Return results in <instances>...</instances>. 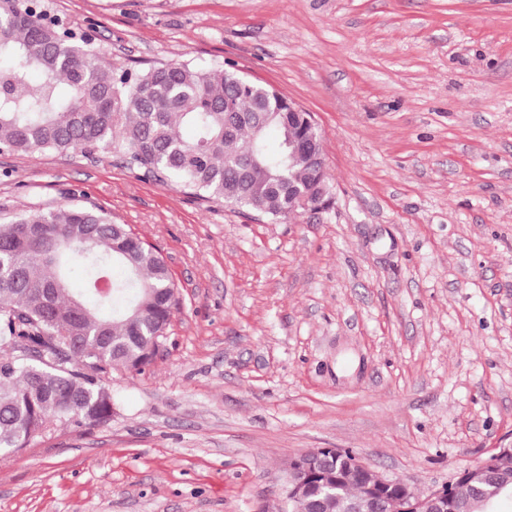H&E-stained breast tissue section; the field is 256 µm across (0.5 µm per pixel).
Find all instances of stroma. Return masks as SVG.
I'll list each match as a JSON object with an SVG mask.
<instances>
[{"label":"stroma","instance_id":"35a3bbf8","mask_svg":"<svg viewBox=\"0 0 512 512\" xmlns=\"http://www.w3.org/2000/svg\"><path fill=\"white\" fill-rule=\"evenodd\" d=\"M41 3L115 66L287 95L332 203L273 220L110 153L0 152V222L99 207L180 300L108 423L0 455V512H281L316 448L426 494L512 444V0Z\"/></svg>","mask_w":512,"mask_h":512}]
</instances>
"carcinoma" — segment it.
<instances>
[{"instance_id":"obj_1","label":"carcinoma","mask_w":512,"mask_h":512,"mask_svg":"<svg viewBox=\"0 0 512 512\" xmlns=\"http://www.w3.org/2000/svg\"><path fill=\"white\" fill-rule=\"evenodd\" d=\"M2 60L0 152H111L145 178L273 219L327 192L325 169L309 163L288 128V97L232 69L116 67L37 0H0ZM176 294L160 253L102 210L67 204L0 224V453L58 423L110 421L106 377L153 360ZM32 347L43 360L24 357ZM303 457L317 475H291L301 493L288 512H349L372 493L371 473L344 471L338 480L327 453ZM509 501L512 456L462 471L448 512H502Z\"/></svg>"}]
</instances>
